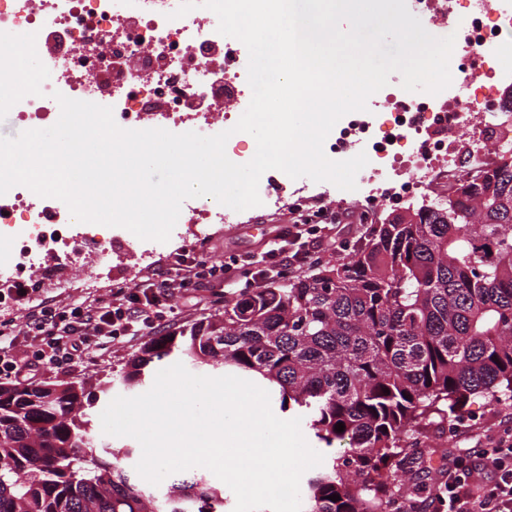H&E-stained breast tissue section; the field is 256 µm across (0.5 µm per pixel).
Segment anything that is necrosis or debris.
<instances>
[{"label":"necrosis or debris","mask_w":512,"mask_h":512,"mask_svg":"<svg viewBox=\"0 0 512 512\" xmlns=\"http://www.w3.org/2000/svg\"><path fill=\"white\" fill-rule=\"evenodd\" d=\"M180 0H0V28L11 29L14 42L0 49V105L31 124L59 115L56 94L113 109L124 129L163 128L173 133L214 135L207 116L189 115L192 101L215 89H228L249 104L247 76L238 65L240 49L230 50L221 70L209 66L206 49L224 42L216 23H203L202 9L181 18L172 13ZM463 12L455 27L450 68L456 78L436 95L407 101L400 84L387 96L393 109L352 112L342 117L325 140L342 160L366 153L368 164L356 176V192L364 200L408 204L426 198L439 201L437 186L459 182L492 167L512 153V120L499 115L506 134L492 142L476 139L462 145L470 162L458 166L448 146L458 141L464 125L489 112L493 89L512 80V58L495 47L512 31V0H443L440 14ZM111 38L112 57L138 55L142 46L154 55L139 62L135 84L105 87L107 73L99 55L102 38ZM50 40L68 42L61 58L49 59L43 72L26 67L29 56ZM238 212L213 198L185 200L179 225L231 224ZM143 250L152 242L121 227L99 228L75 223L68 207L18 185L0 196V285L14 283L21 270L35 269L42 252L68 256L82 253L94 267L109 268L113 241Z\"/></svg>","instance_id":"necrosis-or-debris-1"}]
</instances>
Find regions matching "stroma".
Listing matches in <instances>:
<instances>
[{
	"mask_svg": "<svg viewBox=\"0 0 512 512\" xmlns=\"http://www.w3.org/2000/svg\"><path fill=\"white\" fill-rule=\"evenodd\" d=\"M318 204L334 212L337 218L333 224H317L307 233L310 242H320L322 262L334 263L346 258L345 249H339V242L354 246L361 242L367 230L361 222V210L348 199L338 201L317 195ZM290 217L288 204L279 208L253 207L244 210L242 218L235 224L218 225L213 233L202 239L188 238L173 243L171 251L158 254L152 263H144L138 249L115 242L114 250L117 262L112 272L102 278H95L93 271L82 258H66L57 254H46L41 258L43 266L60 271L65 281L64 287H55L46 281L41 285V299L63 303L81 302L85 299H99L109 302L113 288L135 284L143 281L162 287L169 297L173 312L157 325V335L178 331L192 323L222 312L224 303L234 297L232 282L216 284L197 297L185 295L181 290L171 266L174 255L183 253L203 266L225 265L231 267L234 274H241L247 269L253 257L264 251L267 242L274 234L287 224ZM98 279V288H88L91 279ZM144 342L143 337H136L129 342L113 343L105 354L90 353L76 359L75 363L64 371H48L43 375L47 381H96L111 380L124 366L126 360L136 353ZM505 422L512 426V405H491L484 399L475 398L464 411V427L451 442L432 440L417 465L414 476L418 480H427V468L438 467L441 460L450 455L464 451H477V441L484 430L496 422Z\"/></svg>",
	"mask_w": 512,
	"mask_h": 512,
	"instance_id": "1",
	"label": "stroma"
}]
</instances>
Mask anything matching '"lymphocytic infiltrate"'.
Listing matches in <instances>:
<instances>
[{
    "label": "lymphocytic infiltrate",
    "mask_w": 512,
    "mask_h": 512,
    "mask_svg": "<svg viewBox=\"0 0 512 512\" xmlns=\"http://www.w3.org/2000/svg\"><path fill=\"white\" fill-rule=\"evenodd\" d=\"M299 217L277 234V240L251 271L258 281L311 264L312 254L301 247ZM112 302L66 303L42 307L31 314L25 329L0 321V378H23L45 370L69 367L76 356L104 350L112 342L130 340L154 329L171 306L158 293L119 287ZM480 456L484 476H476L468 458L458 456L442 466L424 491L448 512H512V431L489 438Z\"/></svg>",
    "instance_id": "f902f5d3"
}]
</instances>
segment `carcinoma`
<instances>
[{"mask_svg":"<svg viewBox=\"0 0 512 512\" xmlns=\"http://www.w3.org/2000/svg\"><path fill=\"white\" fill-rule=\"evenodd\" d=\"M415 214L373 225L342 262L146 341L122 384L173 361L247 379L302 418L324 455L304 512L416 508L419 484L399 482L420 453L410 439L473 397L512 402V159ZM110 392L75 381L0 395V512H225L224 486L202 474L152 490L131 473L134 447L97 448L92 422Z\"/></svg>","mask_w":512,"mask_h":512,"instance_id":"cac0c4a2","label":"carcinoma"}]
</instances>
